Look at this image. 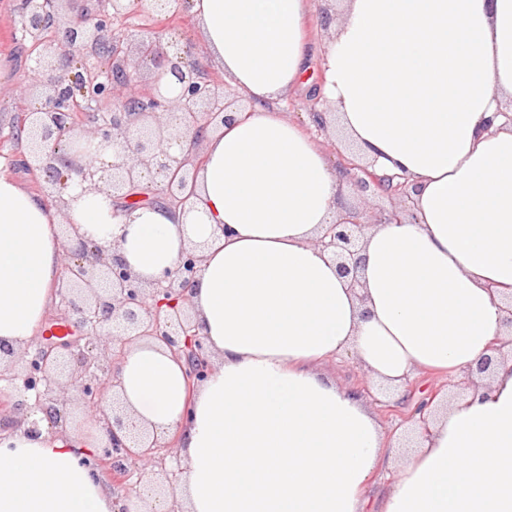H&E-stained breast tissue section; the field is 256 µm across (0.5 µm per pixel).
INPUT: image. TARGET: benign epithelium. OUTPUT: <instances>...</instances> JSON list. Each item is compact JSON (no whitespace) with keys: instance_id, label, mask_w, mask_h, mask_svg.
<instances>
[{"instance_id":"obj_1","label":"benign epithelium","mask_w":512,"mask_h":512,"mask_svg":"<svg viewBox=\"0 0 512 512\" xmlns=\"http://www.w3.org/2000/svg\"><path fill=\"white\" fill-rule=\"evenodd\" d=\"M58 2L20 0L25 31L34 39L46 102L21 114L19 133L26 134L27 149L7 156V165L42 175L52 191L68 188L65 174L74 172L79 183L114 199L124 198L145 170L166 200L175 205L186 202L195 178L186 168L188 155L193 153L200 160L197 148L202 133L224 125L229 120L228 109L240 99L222 84L199 79L195 65L185 57L166 55L155 36H144L133 44L112 32V23L132 12L127 0H81L80 13L66 24L59 20ZM75 46L93 47V55L108 60L112 67L84 62L71 77L55 75L56 62L70 61V49ZM133 49L146 60L164 59L149 85L128 66ZM117 85L126 94L116 95ZM92 100L113 102L112 111L85 112L84 106ZM172 139L185 144L187 154H171L168 143ZM346 174L353 175L364 192L409 198L407 184L394 185L390 177L378 176L352 161ZM363 228L342 218L325 225L316 239L317 245L332 253L338 271L354 286L358 284ZM63 239L57 307L68 316L69 331L46 334L31 351L17 354L1 347L11 368L0 369V379L22 396L15 408L33 416L28 432L36 435L43 418L52 434L67 435L65 390L77 394L108 434V443L85 460L93 473L103 470L122 483L136 462L164 472L166 443L141 429L118 434L124 427L116 398L118 370L104 365L102 354L109 350L119 357L127 346L150 337L163 342L185 363L191 380L206 378L211 368L208 345L196 333L191 313L178 306L196 281L202 255L190 248L174 272L146 283L111 248L85 239L77 225H65ZM38 412L43 418L34 417Z\"/></svg>"}]
</instances>
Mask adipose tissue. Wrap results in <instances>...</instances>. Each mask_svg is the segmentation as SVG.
Instances as JSON below:
<instances>
[{"instance_id": "1", "label": "adipose tissue", "mask_w": 512, "mask_h": 512, "mask_svg": "<svg viewBox=\"0 0 512 512\" xmlns=\"http://www.w3.org/2000/svg\"><path fill=\"white\" fill-rule=\"evenodd\" d=\"M314 9L192 0L210 61L246 107L204 132L184 205L128 212L77 185L57 208L0 171V344L14 351L53 303L60 221L146 281L200 246L187 301L208 377L191 383L153 339L119 362L129 421L177 439L184 512H364L392 448L366 398L319 365L350 356L401 390L477 368L512 337V0H342L316 74ZM315 77L359 161L404 177L413 198L410 214L365 228L356 288L316 243L346 213L344 178L280 109ZM423 415L379 512H512V356ZM105 440L0 428V512H112L85 464Z\"/></svg>"}]
</instances>
